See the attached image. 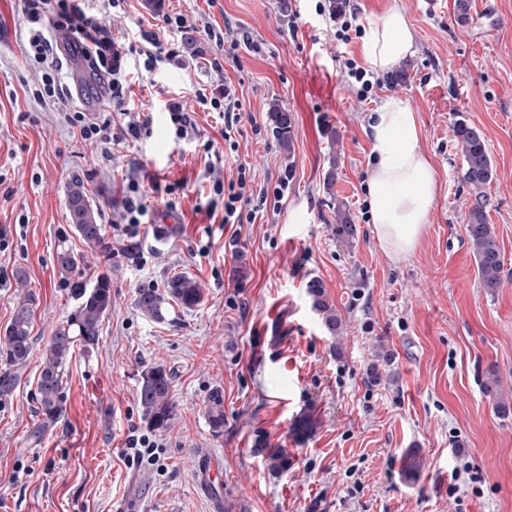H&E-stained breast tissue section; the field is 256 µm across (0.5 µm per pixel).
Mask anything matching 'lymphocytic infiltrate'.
<instances>
[{"label":"lymphocytic infiltrate","mask_w":512,"mask_h":512,"mask_svg":"<svg viewBox=\"0 0 512 512\" xmlns=\"http://www.w3.org/2000/svg\"><path fill=\"white\" fill-rule=\"evenodd\" d=\"M28 29V58L36 71V80L29 92L39 103L60 99L63 86L59 68L53 62L57 44L54 32L68 33L82 44L91 60V68L99 80L109 88L111 100L120 102L129 88L128 56L139 53L144 58L145 71L161 76L160 65L176 58L172 46L175 35L193 29L194 24L185 15H164L157 32L145 35L144 46L139 49L117 43L109 28L103 25L94 12L92 0H24ZM196 101L204 109L222 114L225 130H232L239 120L241 103L231 87L219 83L200 89ZM65 121L79 139L100 152L103 159H111L112 146L117 137L112 132V114L102 110L96 113L73 111L66 113ZM254 178L246 167H238L235 180L226 182L217 178L212 182L215 196L221 204H208V214L223 210V223L240 224L254 221V213L247 204L253 195Z\"/></svg>","instance_id":"f902f5d3"}]
</instances>
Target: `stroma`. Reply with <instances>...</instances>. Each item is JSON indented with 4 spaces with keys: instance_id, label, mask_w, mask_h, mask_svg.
<instances>
[{
    "instance_id": "1",
    "label": "stroma",
    "mask_w": 512,
    "mask_h": 512,
    "mask_svg": "<svg viewBox=\"0 0 512 512\" xmlns=\"http://www.w3.org/2000/svg\"><path fill=\"white\" fill-rule=\"evenodd\" d=\"M350 41L326 14L329 0H97L95 11L116 41L155 30L166 12L193 20L176 37L181 62L165 68L170 91L194 113L196 138L176 142L166 113L151 104L150 74L128 99L149 114L150 137L116 146L110 162L77 143L64 98L42 105L28 92L35 71L26 56L23 0H0V228L11 231L0 254V331L24 292L37 297L33 353L15 369L0 363V502L6 512H114L144 498L149 512H512V414H499L482 381L496 374L512 403V0H471L466 22L454 0H352ZM406 14L415 52L402 62L405 84L383 75L360 99L347 60L360 57V28L392 5ZM226 39H248L223 73L209 71L216 51L205 25ZM226 81L242 104L232 143L223 117L203 110L197 89ZM416 112L422 147L439 188L414 251L397 256L379 242L368 217L371 143L365 119L388 99ZM279 103L292 112L293 151L283 155L268 127ZM481 129L495 175L486 187L488 222L504 258L503 283L486 293L465 232L473 200L461 180L454 125ZM337 167H330V158ZM251 168L256 187L288 188L278 207L258 209L254 223L209 219L213 173ZM335 169L336 184L324 177ZM80 176L99 213L106 252H89L76 234L68 184ZM139 180L148 209L135 233L112 224L129 178ZM343 202L360 227L354 245L328 224L330 200ZM84 255V275L112 280V308L99 342L75 349L64 376L65 403L54 426L38 431L37 378L50 332L75 302L56 264L61 248ZM245 265L247 275L234 269ZM25 285H18L17 272ZM194 277L203 301L173 305L165 321L142 316L137 289L160 288L173 275ZM319 277L344 323L329 336L305 283ZM392 355L372 381L377 347ZM163 365L173 375L177 415L160 432L161 470L124 459L130 431L147 432L138 403L141 372ZM224 395V429L213 432L205 406ZM309 415L311 434L297 439L295 420ZM286 449L288 472L272 475L254 454L256 440ZM220 458L223 479L202 492L195 483L202 453ZM421 457L415 479L408 453ZM481 479L448 492L458 460Z\"/></svg>"
}]
</instances>
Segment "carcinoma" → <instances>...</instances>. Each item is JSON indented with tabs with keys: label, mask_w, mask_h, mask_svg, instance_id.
I'll use <instances>...</instances> for the list:
<instances>
[{
	"label": "carcinoma",
	"mask_w": 512,
	"mask_h": 512,
	"mask_svg": "<svg viewBox=\"0 0 512 512\" xmlns=\"http://www.w3.org/2000/svg\"><path fill=\"white\" fill-rule=\"evenodd\" d=\"M271 134L280 150L291 152L293 147L294 118L292 113L276 103L267 115ZM455 138L463 158L462 180L473 190L474 201L465 215L466 233L477 264L478 277L482 288L492 294L501 287L503 258L495 232L488 222L487 199L484 189L494 178L492 161L486 140L481 130L464 120L455 125ZM68 207L72 225L78 236L90 248L106 249L104 227L98 222V211L89 201L83 183L78 178L68 186ZM336 222L330 225L337 240L354 244L359 230L350 212L342 205H336ZM83 256L68 250L57 253L60 274L68 282L77 306L67 318L52 330L45 348L42 369L38 379V414L42 423L38 430H45L55 422L63 411L65 368L69 356L80 346L91 349L99 341V326L104 315L112 307V281L109 275L101 274L94 282L81 276L79 265ZM306 293L312 309L318 314L326 331L337 336L342 320L330 301L323 281L310 278ZM203 299L198 282L186 275L176 274L166 282L163 289L140 288L136 292L135 305L147 318L161 322L166 318L170 303L184 309L197 307ZM36 296L27 294L16 306L13 317L5 329L0 357L5 363L17 366L26 362L33 347L31 336L32 312ZM139 403L143 420L153 430H166L176 416V404L172 396V374L162 365H150L141 372ZM206 416L213 432L224 429V397L220 390L212 391L206 405ZM254 452L265 458L270 471L282 474L291 466V458L283 448H269L262 440L255 442Z\"/></svg>",
	"instance_id": "carcinoma-1"
}]
</instances>
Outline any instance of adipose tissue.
I'll use <instances>...</instances> for the list:
<instances>
[{
  "instance_id": "ef3b65f1",
  "label": "adipose tissue",
  "mask_w": 512,
  "mask_h": 512,
  "mask_svg": "<svg viewBox=\"0 0 512 512\" xmlns=\"http://www.w3.org/2000/svg\"><path fill=\"white\" fill-rule=\"evenodd\" d=\"M413 35L403 11L391 6L370 20L360 60L371 72H390L411 56ZM371 156L367 191L370 218L381 242L396 255L411 254L439 188L437 171L421 145L418 119L391 99L368 116Z\"/></svg>"
}]
</instances>
